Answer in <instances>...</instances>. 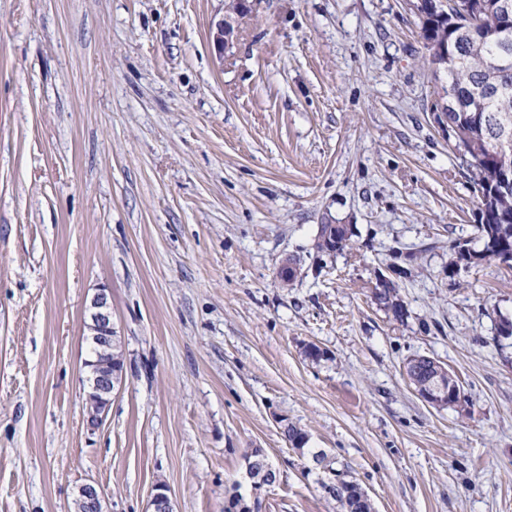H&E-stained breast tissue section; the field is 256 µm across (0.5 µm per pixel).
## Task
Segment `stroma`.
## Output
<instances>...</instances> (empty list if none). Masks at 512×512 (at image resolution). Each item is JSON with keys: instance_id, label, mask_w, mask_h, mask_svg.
Instances as JSON below:
<instances>
[{"instance_id": "1", "label": "stroma", "mask_w": 512, "mask_h": 512, "mask_svg": "<svg viewBox=\"0 0 512 512\" xmlns=\"http://www.w3.org/2000/svg\"><path fill=\"white\" fill-rule=\"evenodd\" d=\"M415 4L0 0V512H75L85 483L148 512L160 481L174 512H224L253 448L261 512H339L319 450L376 512H512V269L454 261L481 203ZM323 224L350 247L316 252ZM398 252L400 320L372 294ZM102 286L125 383L92 432ZM413 355L465 408L416 395ZM110 291L108 288H97L89 301L91 325H88V332L92 344L101 352L109 348V341L112 333L116 331L112 323V310L110 306ZM405 368L407 379L414 391L432 383V378L439 372L446 389V396L441 400L439 406L462 407V402H465L464 392L457 377L445 364L431 357L417 356L407 359Z\"/></svg>"}]
</instances>
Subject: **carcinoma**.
<instances>
[{
  "instance_id": "carcinoma-1",
  "label": "carcinoma",
  "mask_w": 512,
  "mask_h": 512,
  "mask_svg": "<svg viewBox=\"0 0 512 512\" xmlns=\"http://www.w3.org/2000/svg\"><path fill=\"white\" fill-rule=\"evenodd\" d=\"M469 19L461 24L448 14H423L422 30L435 78L445 76V89L456 96L459 106L446 111L448 142L456 158L474 176L480 193L479 224L475 225L482 248L468 243L453 247L457 261L467 264L492 262L512 268V187L500 185L501 168L512 167V145L504 139L512 134V0H465ZM351 232L345 224L319 226L315 249L321 253L344 251ZM373 297L395 319H403L404 305L391 279L375 286ZM406 376L418 389L440 375L446 396L441 405L457 408L464 392L457 377L440 361L417 356L407 360ZM285 438L292 448L304 450L307 434L291 424ZM338 483L329 498L340 512H374L371 499L361 486L336 474Z\"/></svg>"
}]
</instances>
